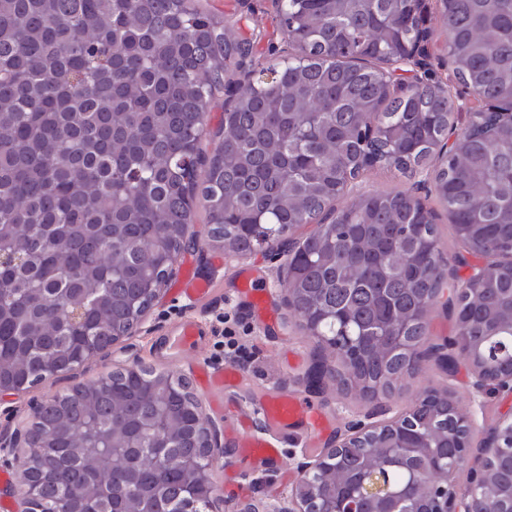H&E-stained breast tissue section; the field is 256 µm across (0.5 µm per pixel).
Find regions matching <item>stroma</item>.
<instances>
[{"label": "stroma", "instance_id": "1", "mask_svg": "<svg viewBox=\"0 0 512 512\" xmlns=\"http://www.w3.org/2000/svg\"><path fill=\"white\" fill-rule=\"evenodd\" d=\"M213 11L228 18L254 25L259 29L253 40L254 61L272 60L273 46L280 37L274 30L271 0H203ZM425 24L433 31V42L428 60L431 74L442 80H451L452 66L446 53V32L440 24L438 0H425ZM392 188L408 189L430 209L438 228L440 246L449 259L448 276L458 279L468 276L477 257L467 253L455 237L448 222V214L438 202L432 182L419 178L404 179L380 169L365 171L357 180L354 193L364 195ZM203 208H196L194 229L198 231L195 249L180 254L174 274L160 296L140 320L132 335L122 337L112 347L75 370L58 375L28 392L0 393V472L19 469V448L13 445L15 434L26 432L37 407L50 396L79 384L88 383L106 375L115 368L138 365L165 366L174 375L195 380L200 365L212 364L213 336H206L197 348L184 349L173 361L163 364L159 357L165 352V343L179 322L196 319L211 323L215 312L226 313L230 324L240 334L252 354L249 362L241 364L240 386L228 392L230 402L240 407L265 395L275 387L305 397L306 374L318 351L316 341L307 336L300 321L289 310L281 282L287 277L286 252L274 247L262 254L239 256L215 247L203 233ZM189 272L210 277L215 285L208 301L195 302L175 296L174 290L181 278ZM247 272L268 286L269 300L275 315L274 322L266 323L252 316L248 303L241 298L237 284L240 273ZM428 352L422 353L420 367L396 382L393 388L378 396H360L351 392L328 390L313 396L333 426L327 432L314 428H292L280 434L283 464L269 469L244 459L233 438L226 434L227 421L217 414L209 402H202L205 419L214 423L221 432L223 456L212 466L211 478L216 486L213 512H245L247 506L260 505L262 512L287 496L298 478L299 464L312 460L321 449L333 446L336 439L351 434L361 427L378 423L396 413L407 410L420 390L430 387L452 393L461 407H468L470 397L471 366L458 361L454 371H446L436 353L437 348H449L456 335L455 316L445 300H438L429 315Z\"/></svg>", "mask_w": 512, "mask_h": 512}]
</instances>
